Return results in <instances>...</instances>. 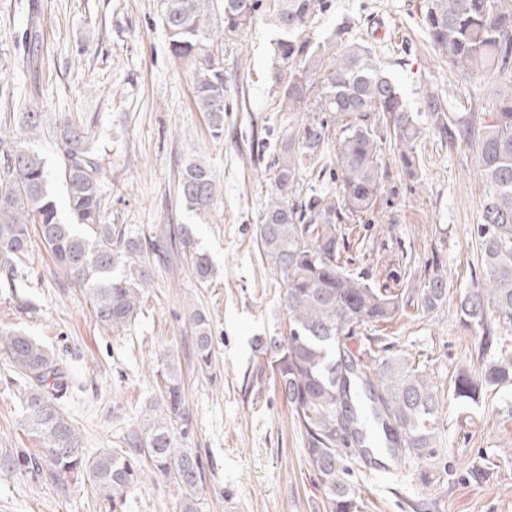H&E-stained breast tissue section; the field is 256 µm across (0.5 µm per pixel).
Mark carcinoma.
I'll use <instances>...</instances> for the list:
<instances>
[{
    "label": "carcinoma",
    "instance_id": "carcinoma-1",
    "mask_svg": "<svg viewBox=\"0 0 512 512\" xmlns=\"http://www.w3.org/2000/svg\"><path fill=\"white\" fill-rule=\"evenodd\" d=\"M324 4L272 0L266 11L279 34V70L288 74L281 107L300 112L311 99L317 115L288 131L272 161L274 193L262 209L256 240L268 270L284 284L288 335L259 336L255 344L303 435L304 454L324 490V512H364L346 479L351 470L346 450L367 463L403 462L424 484L439 474L446 457L431 374L392 352L376 328L406 309L424 314L439 307L448 282L436 259L425 262L419 287L400 294L376 288L367 275L350 269L355 260L346 256V225L374 212L392 170L411 185L419 180L421 129L371 47L352 42L338 51L334 34L315 45L303 36ZM261 6L263 0H224L221 36L230 39L249 27ZM420 14L430 44L448 67L464 75L488 71L501 83L491 111L464 119L450 113L439 94L425 97L440 144L476 148L484 184L475 227L484 278L459 299L463 324L481 331V371L476 378L457 373L448 392L454 401L477 404L512 387V0H421ZM161 20L173 54L195 60L197 110L212 137H222L224 66L204 53V41L215 37L209 30L210 0H162ZM26 40L21 66L32 70L39 61L35 19ZM41 120L29 107L18 113L16 128L0 129V269L14 274L32 237H38L86 296L99 326L118 332L142 305L145 270L134 274L120 266L145 259L143 242L103 223L101 167L88 131L68 118L56 127L55 140L72 222L60 221L45 160L27 141ZM178 195L199 216L213 208L219 188L205 163L193 159L183 165ZM191 270L199 282H208L209 255L193 252ZM189 321L198 367L206 369L212 360L208 315L195 308ZM0 347L24 382L22 423L46 451L43 457L8 454L0 459L3 468L46 470L51 479L76 474L108 512H124L127 494L142 476L145 453L153 469L181 490L174 512H199L201 457L174 444L172 421L188 419L175 360L163 363L161 405L167 414L148 406L141 435L128 441L131 448L89 455L60 404L69 387L66 369L23 332L1 335Z\"/></svg>",
    "mask_w": 512,
    "mask_h": 512
}]
</instances>
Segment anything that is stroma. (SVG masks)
I'll return each instance as SVG.
<instances>
[{"instance_id":"35a3bbf8","label":"stroma","mask_w":512,"mask_h":512,"mask_svg":"<svg viewBox=\"0 0 512 512\" xmlns=\"http://www.w3.org/2000/svg\"><path fill=\"white\" fill-rule=\"evenodd\" d=\"M40 18V68L19 66L31 15ZM161 0H0V128L23 107L42 112L33 145L64 200L54 127L80 121L103 171L106 223L139 236L151 269L139 314L125 330L95 323L89 303L40 243L24 255L14 283L0 273V333L34 336L67 369L61 401L87 453L122 447L139 431L149 401L159 398L164 359L182 374L190 418L175 425L176 445L204 460L201 512H323L324 494L303 452V437L279 396L255 339L284 331L282 281L268 270L255 226L271 196V162L285 130L304 112L279 109L277 33L264 17L231 40L207 41L224 65V135L212 138L192 99L191 61L175 58L161 22ZM371 44L400 84L421 128V179L406 190L394 175L379 206L352 232L356 269L382 288H413L425 261L440 252L448 299L424 315L406 312L384 331L394 352L426 362L439 391L464 369L480 373V333L459 320V299L483 271L474 228L483 184L474 152L442 147L425 115L427 90L441 93L458 116L492 108L491 74L470 77L449 68L429 43L418 0H327L310 30L318 40ZM205 161L221 191L197 217L181 203L178 175L189 160ZM194 229L185 244L182 225ZM209 254L212 279L198 283L190 253ZM206 311L213 360L198 371L188 312ZM23 382L0 349V456L42 455L21 424ZM442 443L450 467L427 485L408 470L354 465L350 481L366 512H512V392L472 409L441 406ZM483 469L482 479L471 476ZM178 489L153 470L127 495L125 512H174ZM0 512H106L83 480L52 481L44 473L0 468Z\"/></svg>"}]
</instances>
